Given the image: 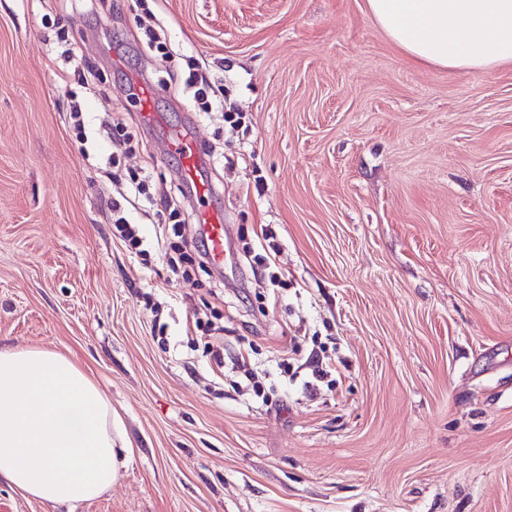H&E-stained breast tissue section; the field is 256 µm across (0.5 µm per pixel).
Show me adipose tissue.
<instances>
[{
    "label": "adipose tissue",
    "instance_id": "obj_1",
    "mask_svg": "<svg viewBox=\"0 0 512 512\" xmlns=\"http://www.w3.org/2000/svg\"><path fill=\"white\" fill-rule=\"evenodd\" d=\"M391 41L420 62L486 71L512 62V0H367ZM107 395L46 349H0V479L70 506L110 490L128 457Z\"/></svg>",
    "mask_w": 512,
    "mask_h": 512
}]
</instances>
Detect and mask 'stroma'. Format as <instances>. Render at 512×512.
Here are the masks:
<instances>
[{
  "label": "stroma",
  "instance_id": "1",
  "mask_svg": "<svg viewBox=\"0 0 512 512\" xmlns=\"http://www.w3.org/2000/svg\"><path fill=\"white\" fill-rule=\"evenodd\" d=\"M195 59L223 106L185 93ZM190 121L224 155L203 202L163 152ZM114 154L186 236L223 210V273L178 277L114 235ZM265 229L275 304L245 254ZM0 348L74 360L131 447L97 499L1 480L0 512H512V63L415 61L367 0H0Z\"/></svg>",
  "mask_w": 512,
  "mask_h": 512
}]
</instances>
